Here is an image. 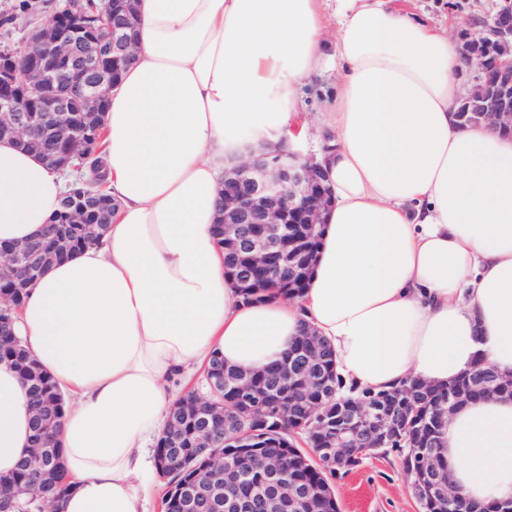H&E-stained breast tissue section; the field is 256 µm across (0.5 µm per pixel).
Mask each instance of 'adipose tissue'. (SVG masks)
I'll use <instances>...</instances> for the list:
<instances>
[{"mask_svg":"<svg viewBox=\"0 0 512 512\" xmlns=\"http://www.w3.org/2000/svg\"><path fill=\"white\" fill-rule=\"evenodd\" d=\"M137 54L112 89L102 151L112 221L49 265L14 331L66 401L61 512H149L146 446L172 383L213 355L250 371L304 328L356 390L445 386L477 362L512 376V135L461 125L455 34L393 0H137ZM336 37H329V29ZM336 71L320 155L334 204L293 300L245 301L216 235L224 157L274 131L306 139L299 86ZM68 179L0 141V245L42 238ZM27 384L0 361V475L32 446ZM476 508L512 501V397L438 430Z\"/></svg>","mask_w":512,"mask_h":512,"instance_id":"ef3b65f1","label":"adipose tissue"}]
</instances>
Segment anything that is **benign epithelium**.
I'll return each mask as SVG.
<instances>
[{"instance_id": "obj_1", "label": "benign epithelium", "mask_w": 512, "mask_h": 512, "mask_svg": "<svg viewBox=\"0 0 512 512\" xmlns=\"http://www.w3.org/2000/svg\"><path fill=\"white\" fill-rule=\"evenodd\" d=\"M62 17L30 29L18 48L0 50V139L25 142L38 147L42 113H47L60 140L59 151L45 161L52 167L81 162L94 152V135L81 128V112H96L106 102L114 84L108 62L98 55L79 59L74 34L77 25ZM138 17L135 0H122L112 5V21L105 28L112 47V62L130 65L135 60V27ZM460 53L465 63L474 64L472 49L491 44L498 69L492 74L476 70L473 86L464 98L458 120L465 124H484L495 130L512 132V0H499L495 13L484 19L466 20L457 32ZM34 99L36 105L22 106ZM224 212L220 216L224 246L244 256L245 263L260 273L272 263L286 258L294 272L307 265L303 253L296 249L299 239L283 238L286 224H304L314 229L325 223L332 203L327 171L313 157L278 145L249 150L247 160H224V184L221 189ZM63 223L84 224L85 233L97 235V226L87 224L80 204L67 211ZM51 252L36 246L34 241L17 243L0 249V266L13 270L15 280L22 284L42 267ZM13 294L0 292V326L10 325L9 314L16 309ZM223 389L231 391L242 404L251 402L252 388L246 380L224 381ZM214 385L205 395L193 394L196 406L224 416V401L215 400ZM403 402L369 404L361 415L366 426L363 433L349 437L338 430L329 447L322 449L325 463L332 470L347 468V448L356 442L365 448H378L386 441L401 437ZM414 467L406 476L417 498L427 493L434 499L450 502L459 497L451 487L448 475L430 466L431 452L413 449ZM271 482L266 489L270 500L282 498L300 508L306 493L296 485L282 484L279 472L282 459L273 452L263 457ZM56 466L44 452L34 448L27 458V467L34 473L46 472ZM187 469L195 471L188 481L171 483L166 494L172 501L167 512H224V450L212 448L202 467L187 461Z\"/></svg>"}]
</instances>
